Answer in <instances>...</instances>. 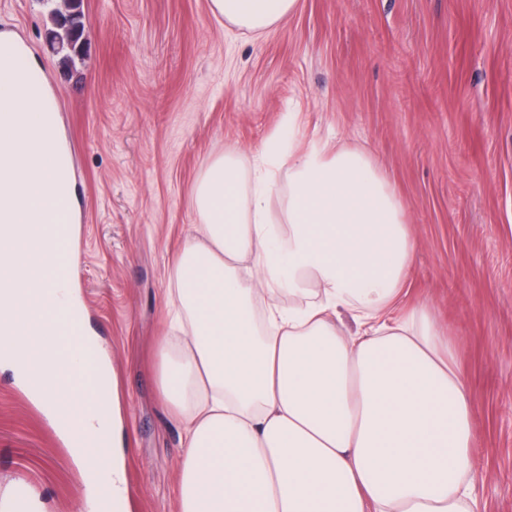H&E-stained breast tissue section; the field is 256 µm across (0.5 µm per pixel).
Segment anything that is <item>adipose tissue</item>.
Segmentation results:
<instances>
[{
	"label": "adipose tissue",
	"instance_id": "obj_1",
	"mask_svg": "<svg viewBox=\"0 0 512 512\" xmlns=\"http://www.w3.org/2000/svg\"><path fill=\"white\" fill-rule=\"evenodd\" d=\"M296 3L209 8L260 35ZM194 207L157 352L178 512H476L469 392L431 309L396 308L416 243L373 163L273 135L215 157Z\"/></svg>",
	"mask_w": 512,
	"mask_h": 512
}]
</instances>
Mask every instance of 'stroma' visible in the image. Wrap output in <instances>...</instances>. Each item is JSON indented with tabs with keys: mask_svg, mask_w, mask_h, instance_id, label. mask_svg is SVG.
I'll return each instance as SVG.
<instances>
[{
	"mask_svg": "<svg viewBox=\"0 0 512 512\" xmlns=\"http://www.w3.org/2000/svg\"><path fill=\"white\" fill-rule=\"evenodd\" d=\"M86 54L60 67L45 0L0 27L46 59L80 195L73 251L87 326L112 357L127 512H178L182 427L158 398L169 273L203 169L273 133L357 149L416 242L402 306L448 328L477 424L480 512H512V0H298L260 37L209 0H83ZM88 512L42 402L0 369V496Z\"/></svg>",
	"mask_w": 512,
	"mask_h": 512,
	"instance_id": "stroma-1",
	"label": "stroma"
}]
</instances>
